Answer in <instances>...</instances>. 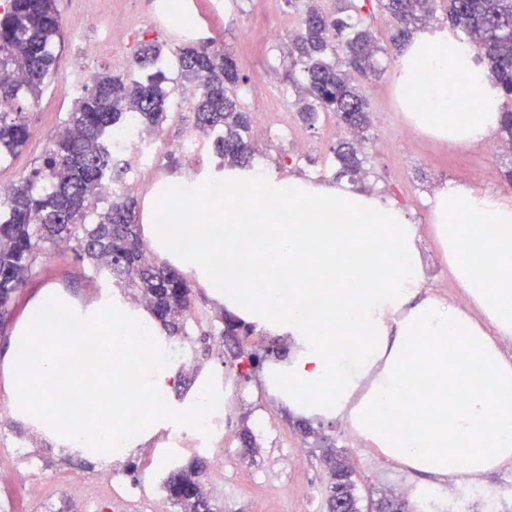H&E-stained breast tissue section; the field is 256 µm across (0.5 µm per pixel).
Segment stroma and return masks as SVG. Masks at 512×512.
<instances>
[{"label":"stroma","instance_id":"stroma-1","mask_svg":"<svg viewBox=\"0 0 512 512\" xmlns=\"http://www.w3.org/2000/svg\"><path fill=\"white\" fill-rule=\"evenodd\" d=\"M95 8L94 0H65L61 4L65 24L57 73L43 91L41 107L28 108L31 136L11 163L0 168V187L9 186L38 164L50 135L71 108L70 87L82 70L91 67L101 75L125 71V64L116 61L109 49L102 48L93 57L84 54L86 45L99 44L102 39L95 25ZM197 8L204 17L206 35L216 38L232 54L248 79L242 106L253 124L270 118L275 121L270 138L254 144L255 170L315 183L336 181L334 150L346 130L330 114L310 124L301 120L294 106L299 90L288 82L294 63L284 55L282 43L264 37L270 29L289 34L299 24L298 13L285 7L282 0H236L230 9L220 0H197ZM112 11L140 18L130 32L126 53H133L144 43L175 50L171 30H158L144 21L152 13L151 0H112ZM396 71V61L390 60L377 74L361 81L369 101L370 126L364 142V172L357 185L386 195L403 207L410 223L420 231L429 289L465 308L468 299L449 273L446 258L432 235L429 198L450 182L512 197V179L507 176L512 156L502 150L490 156L482 144L460 147L422 132L407 140L403 135L406 120L396 98ZM193 121L190 109H179L161 129L143 136L145 143L156 146V162L127 173L125 188L139 200L144 226L153 222L158 181L171 179L186 165L182 156L159 148L158 142L187 136L194 130ZM297 135L308 145L300 156L292 151ZM47 291L60 296L62 304L73 311L90 314L97 312L102 300L112 293L90 265L75 260L71 249L50 251L38 274L16 298L13 318L0 331V352L17 336L27 310ZM200 365L186 390L178 380L183 367L169 363L170 408L179 412L194 408L211 381L223 390L227 411L221 436L197 437L189 445L183 442L186 427L172 423L126 459L108 462L78 451L60 450L56 441L24 428L15 416L0 419V474L5 477L0 484V512H59L68 503L73 512H155L157 485L165 480L160 467L169 459L183 465L196 455L208 463L206 488L224 512H328L329 473L324 459L328 448L346 458L361 512H375L385 499L404 503L406 512H428L429 501L416 493V475L372 450L347 420L294 416L261 389L257 377L239 379L231 351L220 356L209 354ZM18 445L37 454L35 478L42 486L40 496H30L23 483L8 479ZM75 473L97 483L96 496L72 491L69 480ZM118 480L137 484V497H111L110 488ZM284 485L292 489L286 498L279 494Z\"/></svg>","mask_w":512,"mask_h":512}]
</instances>
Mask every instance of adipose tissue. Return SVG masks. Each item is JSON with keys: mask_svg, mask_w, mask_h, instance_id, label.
<instances>
[{"mask_svg": "<svg viewBox=\"0 0 512 512\" xmlns=\"http://www.w3.org/2000/svg\"><path fill=\"white\" fill-rule=\"evenodd\" d=\"M401 90L421 108L415 128L467 147L490 138L501 114L486 72L448 35L417 30L401 54ZM484 90L471 111L473 87ZM431 230L467 296L463 309L426 288L419 229L392 200L352 186L225 172L198 207L199 221L159 224L167 248L192 239L187 265H205L224 307L295 343L260 383L303 418L345 417L379 454L423 480L459 488L512 460V201L461 184L430 199ZM252 211L265 238L250 240ZM407 426L380 409L403 402Z\"/></svg>", "mask_w": 512, "mask_h": 512, "instance_id": "1", "label": "adipose tissue"}]
</instances>
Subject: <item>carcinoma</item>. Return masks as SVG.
Listing matches in <instances>:
<instances>
[{
    "instance_id": "carcinoma-1",
    "label": "carcinoma",
    "mask_w": 512,
    "mask_h": 512,
    "mask_svg": "<svg viewBox=\"0 0 512 512\" xmlns=\"http://www.w3.org/2000/svg\"><path fill=\"white\" fill-rule=\"evenodd\" d=\"M327 14L308 4L287 49L301 65L299 113L314 120L326 112L347 128L354 142L336 150L339 175L362 173L363 158L354 143L368 127V103L355 75L375 72L376 37L359 19L368 0H337ZM393 27L391 48L398 49L412 31L426 25L438 10L454 32L471 43L478 63L487 65L498 91L512 95V0H377ZM62 15L59 0H8L0 10V167L11 163L29 137L27 104L42 94L54 75ZM182 78L199 82L193 103L194 124L215 133L218 157L232 168H252L255 149L248 113L241 109L240 74L230 53L209 42L185 41L172 53ZM168 55L157 44L142 45L124 75H103L73 98L70 112L50 136L38 166L0 196V328L8 325L16 294L38 272L50 249L70 247L81 261L121 294H130L162 326L169 338L253 335L255 326L222 312L217 320L188 323L196 282L181 266L153 256L139 224L138 201L124 187L126 167L117 160L113 135L130 119L136 132L155 131L170 116ZM112 192L101 193L104 183ZM240 375L249 378L266 356L241 349ZM331 500L344 512H360L347 464L328 459ZM204 467L193 461L172 471L164 491L182 512H219L203 480Z\"/></svg>"
}]
</instances>
